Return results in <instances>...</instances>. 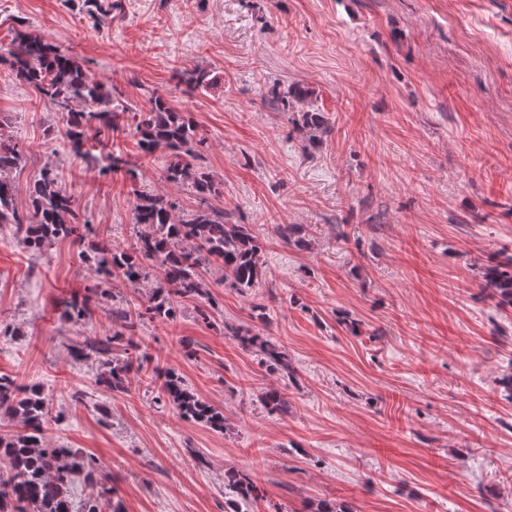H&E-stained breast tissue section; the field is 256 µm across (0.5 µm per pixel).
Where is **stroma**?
I'll return each instance as SVG.
<instances>
[{
  "mask_svg": "<svg viewBox=\"0 0 512 512\" xmlns=\"http://www.w3.org/2000/svg\"><path fill=\"white\" fill-rule=\"evenodd\" d=\"M43 35L131 107L149 92L192 114L199 163L223 182L218 208L264 239L265 275L247 294L212 286L210 323L184 303L135 334L144 350L223 409L216 433L156 407L143 374L128 390L73 362L70 339L118 330L66 305L96 279L63 242L45 256L0 232V375L45 386L59 420L50 447L92 457L109 477L102 512H226L224 472L256 477L248 512H512V403L497 380L512 361V309L479 288V264L512 254V0H122L92 24L85 0H0V42ZM180 70L206 74L192 90ZM299 83L331 130L305 148L274 112V85ZM0 119L24 142L13 176L48 164L97 239L129 245L133 192L164 183V152L128 132L107 149L132 173L71 155L60 114L0 76ZM280 224L301 225L289 245ZM267 305L266 322L254 306ZM253 326L281 345L296 382L269 372L229 333ZM194 357H186L184 342ZM288 399L284 414L261 403Z\"/></svg>",
  "mask_w": 512,
  "mask_h": 512,
  "instance_id": "obj_1",
  "label": "stroma"
}]
</instances>
